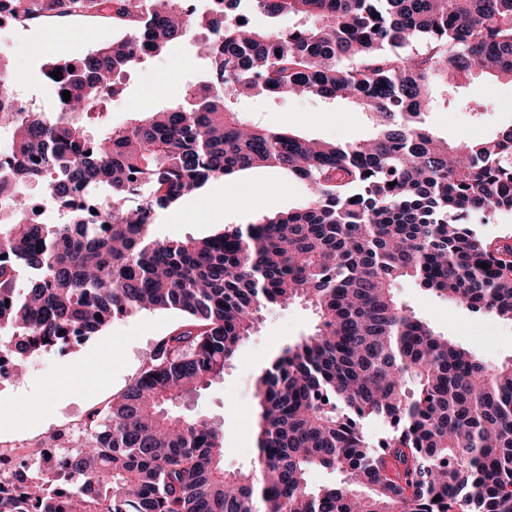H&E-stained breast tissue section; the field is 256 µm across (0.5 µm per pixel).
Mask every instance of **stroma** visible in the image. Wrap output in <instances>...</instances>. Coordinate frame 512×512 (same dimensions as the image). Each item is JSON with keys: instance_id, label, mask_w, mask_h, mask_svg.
<instances>
[{"instance_id": "35a3bbf8", "label": "stroma", "mask_w": 512, "mask_h": 512, "mask_svg": "<svg viewBox=\"0 0 512 512\" xmlns=\"http://www.w3.org/2000/svg\"><path fill=\"white\" fill-rule=\"evenodd\" d=\"M56 28L63 38L52 49L43 45L46 29L41 21L0 31V54L7 57L12 71L26 76L17 93L38 110L53 99L42 75L46 62L84 55L91 43H109L118 36L111 20L102 16L61 17ZM194 53L192 42L177 43L128 71L122 78V94L108 107L112 126L123 124L130 102L142 99L150 83L161 82L163 89L150 101V108L176 102L184 84L198 81L204 73ZM460 96L462 105L441 104L428 113L426 121L437 136L452 143L478 141L512 125V84L477 77L461 88ZM237 107L265 128L289 129L311 139L350 143L368 138L372 128L368 114L341 99L242 98ZM308 196L304 183L280 170H246L234 182L214 180L202 191L185 195L159 214L154 232L162 241L203 238L228 225L249 224L261 214L301 207ZM397 292L435 329L471 347L486 363L512 359L511 322L430 295L411 280L401 282ZM313 322L312 308L303 303L268 309L223 378L182 406V413L223 422L226 469L249 467L257 457L251 430L254 379L283 348L308 333ZM178 323L172 312H136L113 321L102 335L77 347L26 358L25 380L0 382V448L23 457L37 456L53 437L106 409L140 375L156 342Z\"/></svg>"}]
</instances>
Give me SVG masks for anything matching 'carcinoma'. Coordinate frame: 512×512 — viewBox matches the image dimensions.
<instances>
[{
  "mask_svg": "<svg viewBox=\"0 0 512 512\" xmlns=\"http://www.w3.org/2000/svg\"><path fill=\"white\" fill-rule=\"evenodd\" d=\"M180 4L49 0L61 17L107 12L132 27L45 65L54 91L70 92L57 114L15 108L0 58V120L13 130L0 160V354L17 365L133 312L181 316L140 376L65 440L58 469L0 489V512H512V360L485 364L395 293L409 277L512 322V237L474 230L512 212V126L450 144L425 120L437 86L452 104L468 78L512 79V0H216L206 15ZM242 10L299 23L260 29ZM198 28L209 32L202 84L92 132L101 89L119 95L122 73ZM290 90L370 108L374 133L307 139L234 107ZM264 167L308 183L305 205L204 238H154L159 211ZM33 183L65 209L61 222L29 218ZM102 192L99 224L84 199ZM297 301L317 324L256 379L257 463L227 470L224 425L170 407L224 377L264 310ZM370 420L387 436L367 439ZM388 457L403 465L396 478ZM316 469L339 478L315 486Z\"/></svg>",
  "mask_w": 512,
  "mask_h": 512,
  "instance_id": "1",
  "label": "carcinoma"
}]
</instances>
